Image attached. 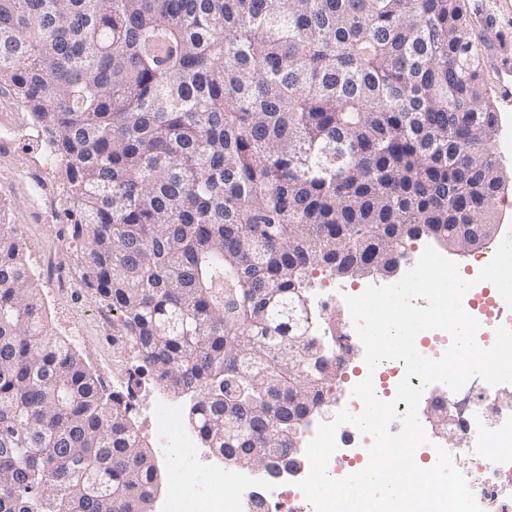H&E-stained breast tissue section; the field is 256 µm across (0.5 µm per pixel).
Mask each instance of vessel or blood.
Wrapping results in <instances>:
<instances>
[{"label":"vessel or blood","mask_w":512,"mask_h":512,"mask_svg":"<svg viewBox=\"0 0 512 512\" xmlns=\"http://www.w3.org/2000/svg\"><path fill=\"white\" fill-rule=\"evenodd\" d=\"M473 31L497 99L512 102V0H472Z\"/></svg>","instance_id":"1"}]
</instances>
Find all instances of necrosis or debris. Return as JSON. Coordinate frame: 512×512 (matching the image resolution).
<instances>
[{"mask_svg": "<svg viewBox=\"0 0 512 512\" xmlns=\"http://www.w3.org/2000/svg\"><path fill=\"white\" fill-rule=\"evenodd\" d=\"M502 393V387L471 378L460 391L461 404L452 411L455 436L450 454L455 465L464 466L482 512H512V408L504 409ZM147 414L156 446L182 474L170 482L155 512H315L298 486L310 470L307 457H300L294 473L271 483L211 454L206 457L207 485L202 488L195 480L199 436L182 424L179 405L159 395L153 397ZM346 432V427L337 429V450L328 465L329 475L336 479L351 462L368 460L374 443L371 435L360 432L350 439Z\"/></svg>", "mask_w": 512, "mask_h": 512, "instance_id": "1", "label": "necrosis or debris"}]
</instances>
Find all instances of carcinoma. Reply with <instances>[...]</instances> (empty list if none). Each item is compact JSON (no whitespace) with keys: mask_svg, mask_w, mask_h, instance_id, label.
<instances>
[{"mask_svg":"<svg viewBox=\"0 0 512 512\" xmlns=\"http://www.w3.org/2000/svg\"><path fill=\"white\" fill-rule=\"evenodd\" d=\"M60 164L112 348L205 447H288L336 382L307 278L479 247L503 175L463 0H0V95ZM237 420L224 435V422ZM122 397L54 337L0 224V512H150Z\"/></svg>","mask_w":512,"mask_h":512,"instance_id":"carcinoma-1","label":"carcinoma"}]
</instances>
